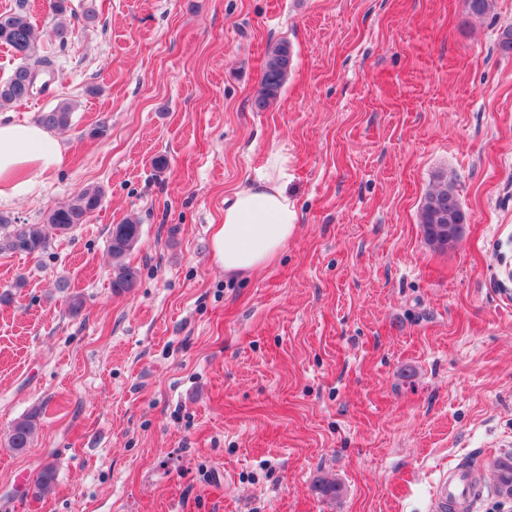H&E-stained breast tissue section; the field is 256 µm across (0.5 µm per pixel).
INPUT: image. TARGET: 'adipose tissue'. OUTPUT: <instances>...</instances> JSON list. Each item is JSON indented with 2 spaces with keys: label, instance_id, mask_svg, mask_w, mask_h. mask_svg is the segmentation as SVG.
<instances>
[{
  "label": "adipose tissue",
  "instance_id": "obj_1",
  "mask_svg": "<svg viewBox=\"0 0 512 512\" xmlns=\"http://www.w3.org/2000/svg\"><path fill=\"white\" fill-rule=\"evenodd\" d=\"M61 146L41 125L0 120V198L27 196L36 177L57 169ZM288 157L270 152L257 182L224 202L211 249L225 277L236 279L267 265L288 244L297 212L287 191Z\"/></svg>",
  "mask_w": 512,
  "mask_h": 512
}]
</instances>
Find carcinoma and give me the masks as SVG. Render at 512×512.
Here are the masks:
<instances>
[{"instance_id": "cac0c4a2", "label": "carcinoma", "mask_w": 512, "mask_h": 512, "mask_svg": "<svg viewBox=\"0 0 512 512\" xmlns=\"http://www.w3.org/2000/svg\"><path fill=\"white\" fill-rule=\"evenodd\" d=\"M38 33L31 21L28 0H16V8L0 13V43L13 50L19 64L10 77L0 82V102L22 101L32 95L33 74L37 70L50 72L53 60L39 53ZM292 66V51L288 44L277 43L267 53L262 76L253 104L259 111L265 110L280 95L281 89ZM74 107L69 102H61L54 108L41 112L38 122L50 130H63L71 125ZM102 193L97 188L80 191L69 204L53 210L42 224H16L7 214L0 213V253H25L36 255L49 247L46 228L51 227L67 234L80 224H85L99 208ZM466 221L453 184L448 177H440L433 190L426 196L420 213V224L426 242L433 247L443 248L451 242L448 225ZM141 238L140 224L128 218L112 225L109 238V252L112 256V290L118 294L134 288L137 283V270L125 263L126 255L133 250ZM38 410H33L18 418L8 433V444L18 452L31 447L38 426ZM498 494L512 497V457L495 463ZM56 470L47 465L38 474L34 483V493L42 495L51 490L55 483ZM315 488L326 499L336 500L341 494V484L333 478L322 476L316 480Z\"/></svg>"}]
</instances>
